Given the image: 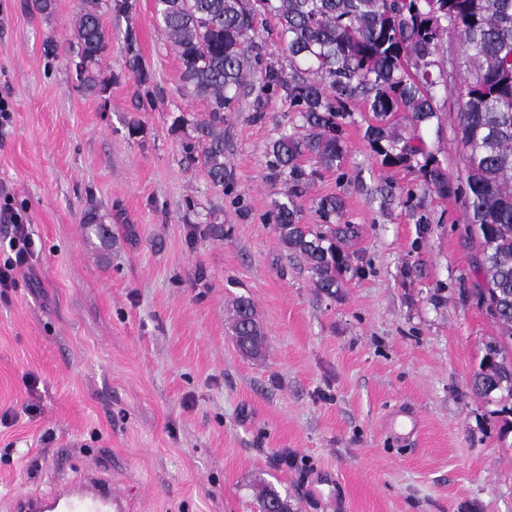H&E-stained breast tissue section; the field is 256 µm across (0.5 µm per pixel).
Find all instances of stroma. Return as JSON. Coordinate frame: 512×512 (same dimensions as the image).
<instances>
[{
	"label": "stroma",
	"mask_w": 512,
	"mask_h": 512,
	"mask_svg": "<svg viewBox=\"0 0 512 512\" xmlns=\"http://www.w3.org/2000/svg\"><path fill=\"white\" fill-rule=\"evenodd\" d=\"M53 2L45 16L0 0V263L11 212L34 243L0 288V512L96 462L130 512H258L261 481L289 512H512V398L472 386L500 328L462 199L383 163L373 113L349 101L340 167L298 198L317 224L319 199L341 197L336 221L357 231L350 270L323 293L271 220L288 186L269 178L267 146L294 118L287 103L248 97L228 114L217 190L185 159L191 127L173 126L208 105L183 88L154 0L128 17L102 9L101 96L69 63L79 0ZM130 31L139 75L124 64ZM438 105L420 133L454 176L459 103ZM90 207L108 245L82 228ZM240 296L263 357L235 344ZM232 330L237 342L243 336L249 337L251 349L248 355L255 358L263 355L265 331L257 318L254 306L247 298H238L233 304Z\"/></svg>",
	"instance_id": "35a3bbf8"
}]
</instances>
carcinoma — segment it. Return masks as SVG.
I'll return each instance as SVG.
<instances>
[{
    "label": "carcinoma",
    "instance_id": "obj_1",
    "mask_svg": "<svg viewBox=\"0 0 512 512\" xmlns=\"http://www.w3.org/2000/svg\"><path fill=\"white\" fill-rule=\"evenodd\" d=\"M155 18L181 65L184 88L207 101L209 112L195 121L181 116L194 136L183 146L204 167L213 186L224 190V119L248 96L284 92L288 111L300 125L267 148L269 169L291 183L272 212L284 245L302 255L316 287L332 292L349 268L341 244L351 225L330 223L343 207L337 196L321 199L324 223H301L298 191L316 171L300 159L311 156L324 169L344 157L336 119L344 103L362 97L377 124L367 139L383 160L414 163L423 173L424 191L440 198L460 196L466 223L481 252L486 286L480 295L503 336L485 344L490 369L474 377L481 395L506 390L512 396V0H155ZM273 32L287 53L289 72L265 61L259 26ZM76 43L69 46L76 80L103 94L97 76L107 48L100 0H80ZM457 38L466 72L458 90V135L465 175H448L423 146L418 131L437 117V96L448 90V71L440 55L445 39ZM125 66L141 82L140 50L133 31L126 35ZM409 115L413 133L404 136L392 117ZM104 217L87 209L83 227L105 238ZM235 339L247 336L248 355H263L265 331L250 300L233 304ZM260 512H288V502L268 485L256 489Z\"/></svg>",
    "mask_w": 512,
    "mask_h": 512
}]
</instances>
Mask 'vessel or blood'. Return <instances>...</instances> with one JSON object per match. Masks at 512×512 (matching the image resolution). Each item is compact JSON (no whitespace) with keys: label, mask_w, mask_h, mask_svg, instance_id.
Here are the masks:
<instances>
[{"label":"vessel or blood","mask_w":512,"mask_h":512,"mask_svg":"<svg viewBox=\"0 0 512 512\" xmlns=\"http://www.w3.org/2000/svg\"><path fill=\"white\" fill-rule=\"evenodd\" d=\"M13 512H127V506L111 480L91 469L78 482L61 485L51 495L16 497Z\"/></svg>","instance_id":"b4317fda"}]
</instances>
